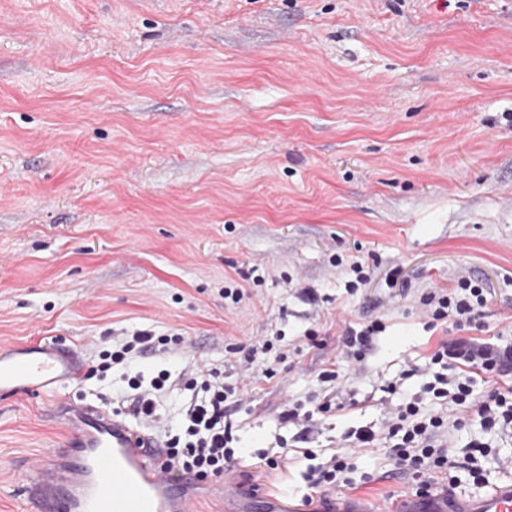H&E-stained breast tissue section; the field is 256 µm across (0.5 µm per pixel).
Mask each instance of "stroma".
I'll use <instances>...</instances> for the list:
<instances>
[{
  "label": "stroma",
  "instance_id": "35a3bbf8",
  "mask_svg": "<svg viewBox=\"0 0 512 512\" xmlns=\"http://www.w3.org/2000/svg\"><path fill=\"white\" fill-rule=\"evenodd\" d=\"M461 266L490 332L511 326L512 0H0V350L64 343L94 369L0 398V512L63 447L58 401L129 419L126 376L194 359L248 383L227 347L265 336L285 358L256 355L276 376L230 417L241 474L300 481L303 458L257 460L297 432L279 412L313 409L327 368L355 391L312 450L381 422V386L446 334L418 295ZM374 319L355 366L342 335ZM135 329L184 342L98 372Z\"/></svg>",
  "mask_w": 512,
  "mask_h": 512
}]
</instances>
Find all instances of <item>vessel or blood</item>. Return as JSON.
Here are the masks:
<instances>
[{
    "mask_svg": "<svg viewBox=\"0 0 512 512\" xmlns=\"http://www.w3.org/2000/svg\"><path fill=\"white\" fill-rule=\"evenodd\" d=\"M83 371L73 347L17 345L0 352V395L45 393L79 382ZM64 423L66 446L38 462L21 486L27 512H187L197 482L192 475L165 469L166 453L152 435L90 404L67 405ZM209 488L234 502L237 512H309L301 497L285 492L258 496L229 476ZM319 502L321 512H373L330 492L320 494ZM402 512H512V480L481 494L412 492Z\"/></svg>",
    "mask_w": 512,
    "mask_h": 512,
    "instance_id": "1",
    "label": "vessel or blood"
}]
</instances>
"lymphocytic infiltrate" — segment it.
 Masks as SVG:
<instances>
[{"instance_id": "f902f5d3", "label": "lymphocytic infiltrate", "mask_w": 512, "mask_h": 512, "mask_svg": "<svg viewBox=\"0 0 512 512\" xmlns=\"http://www.w3.org/2000/svg\"><path fill=\"white\" fill-rule=\"evenodd\" d=\"M488 295L483 283L463 269L457 270L451 287L420 294L418 306L428 328L444 323L448 334L428 351L424 363L405 370V377H423L417 392L402 393L394 381L384 385V393L398 396L400 402L381 426L353 430L354 448L321 456L308 448L315 415L329 413L331 403L319 404L311 412L295 406L280 412V419L299 428L293 453L309 462L302 491L357 488L352 477L354 453L378 450L387 460L384 477L399 479L415 491L481 489L488 486L491 470L512 473V451L486 441L491 435L512 442V345L486 334ZM188 372L186 387L192 395L181 408L177 431L163 442L166 465L179 473L196 472L202 479L220 477L243 458L227 421L235 390L225 385L223 371L207 363H193ZM127 385L136 417L146 424L160 423L161 404L174 386L170 372L161 370L148 381L138 374L128 378ZM472 427L479 430V437L457 447L458 433Z\"/></svg>"}]
</instances>
